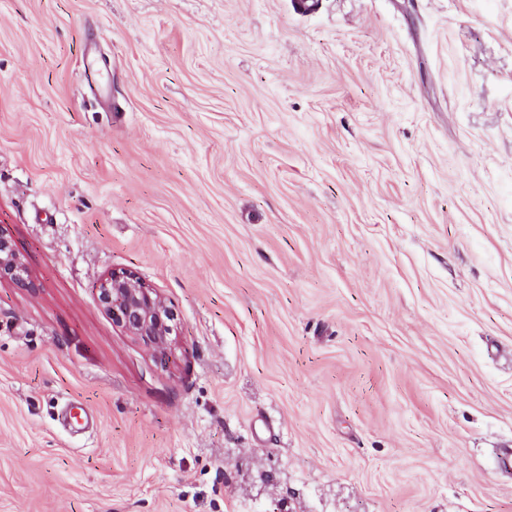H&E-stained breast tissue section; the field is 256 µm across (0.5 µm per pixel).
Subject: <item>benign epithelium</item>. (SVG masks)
I'll return each instance as SVG.
<instances>
[{
	"label": "benign epithelium",
	"instance_id": "obj_1",
	"mask_svg": "<svg viewBox=\"0 0 512 512\" xmlns=\"http://www.w3.org/2000/svg\"><path fill=\"white\" fill-rule=\"evenodd\" d=\"M18 288L32 287L30 274L6 235L0 232V280ZM100 305L124 334L139 340L156 355L166 353L176 332L175 310L136 273L113 271L97 288Z\"/></svg>",
	"mask_w": 512,
	"mask_h": 512
}]
</instances>
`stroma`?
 <instances>
[{
    "label": "stroma",
    "instance_id": "35a3bbf8",
    "mask_svg": "<svg viewBox=\"0 0 512 512\" xmlns=\"http://www.w3.org/2000/svg\"><path fill=\"white\" fill-rule=\"evenodd\" d=\"M0 231V512H512V0H0ZM2 279L9 280L17 288H32L27 266L0 231V281ZM97 298L124 334L156 355L166 353L176 332L175 310L136 273L112 271L99 284Z\"/></svg>",
    "mask_w": 512,
    "mask_h": 512
}]
</instances>
